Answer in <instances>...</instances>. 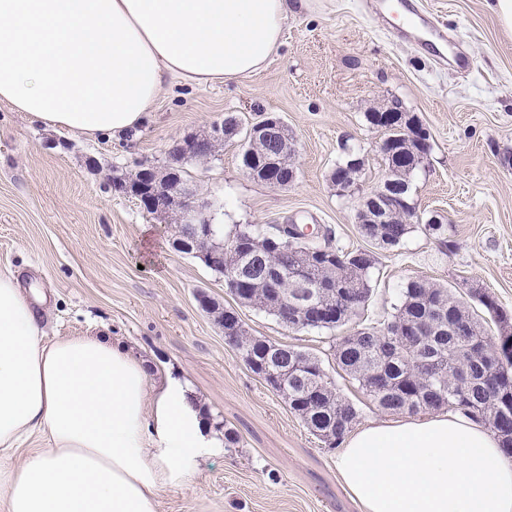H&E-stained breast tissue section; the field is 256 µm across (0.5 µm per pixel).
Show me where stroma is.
<instances>
[{
  "instance_id": "obj_1",
  "label": "stroma",
  "mask_w": 512,
  "mask_h": 512,
  "mask_svg": "<svg viewBox=\"0 0 512 512\" xmlns=\"http://www.w3.org/2000/svg\"><path fill=\"white\" fill-rule=\"evenodd\" d=\"M367 2L314 0L289 16L262 70L204 86L174 82L124 135L52 130L0 104V272L35 293L46 337L126 345L186 378L213 428L238 438L186 485L162 490L160 512H361L339 480L336 449L225 342L201 296L234 310L248 335L317 357L362 424L387 414L338 367L337 345L351 329L382 327L410 280L447 287L472 307L477 293H490L512 316V31L486 0H422L449 43L471 55L461 73L403 39L397 14H375ZM393 105L428 132L430 150L409 178L420 222L399 247L376 250L355 214L383 174L382 133L367 115ZM270 113L296 141V178L285 188L241 168L248 126ZM231 116L237 131L209 159L185 165L197 208L228 239L293 220L329 225L344 250H374L371 294L351 324L294 331L241 304L222 276L173 249V215L149 213L111 189L113 176L165 166L174 146ZM350 148L365 169L355 194L342 195L331 173ZM431 217L440 230L425 226Z\"/></svg>"
}]
</instances>
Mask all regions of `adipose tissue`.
Wrapping results in <instances>:
<instances>
[{
    "label": "adipose tissue",
    "instance_id": "adipose-tissue-1",
    "mask_svg": "<svg viewBox=\"0 0 512 512\" xmlns=\"http://www.w3.org/2000/svg\"><path fill=\"white\" fill-rule=\"evenodd\" d=\"M312 0H0V103L121 135L173 80L259 71ZM44 447L25 450L33 438ZM224 451L187 380L93 335L46 339L0 273V512H159ZM362 512H512V460L462 415L360 427L336 458Z\"/></svg>",
    "mask_w": 512,
    "mask_h": 512
}]
</instances>
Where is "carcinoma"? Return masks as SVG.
I'll return each mask as SVG.
<instances>
[{"instance_id":"1","label":"carcinoma","mask_w":512,"mask_h":512,"mask_svg":"<svg viewBox=\"0 0 512 512\" xmlns=\"http://www.w3.org/2000/svg\"><path fill=\"white\" fill-rule=\"evenodd\" d=\"M417 214L405 208L388 223L361 224L362 236L379 248L391 249L410 232ZM285 225L268 224L246 228L238 236L252 237L246 248L235 254H221L224 225H211V233L196 239L183 253L197 258L224 257V265H236L243 273L239 301L259 308L268 307L273 280L284 289L296 288L297 278L279 274L276 249L267 238L278 237ZM331 228L324 227L322 238L293 237L291 243L309 251L328 249L336 253L329 268L311 274L310 280L335 278L368 300L369 270L374 255L362 251L354 257L335 244ZM478 302L502 327L498 336L484 332L475 312L446 288L425 280H412L404 292V302L391 321L400 324L403 336H388L386 328H362L341 339L336 351L338 366L358 383L362 392L381 411L414 414L443 407L482 425L501 441L512 457V332L494 298L478 296ZM236 348L255 374L264 366L274 372L288 368L285 397L293 412L315 435H334L341 441L358 418L356 407L336 391L319 360L287 346L247 335L237 330ZM498 365L497 385L491 392L481 376L487 372L485 360Z\"/></svg>"}]
</instances>
